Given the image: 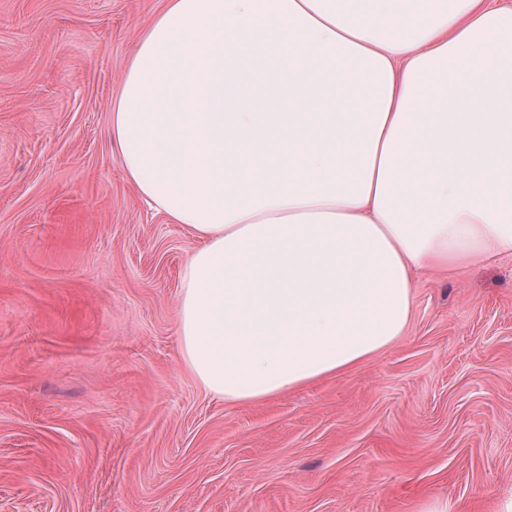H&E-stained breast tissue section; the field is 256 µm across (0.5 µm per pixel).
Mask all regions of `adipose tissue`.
<instances>
[{"instance_id": "obj_1", "label": "adipose tissue", "mask_w": 512, "mask_h": 512, "mask_svg": "<svg viewBox=\"0 0 512 512\" xmlns=\"http://www.w3.org/2000/svg\"><path fill=\"white\" fill-rule=\"evenodd\" d=\"M112 138L198 241V383L251 403L346 374L405 336L422 272L512 255V0H163Z\"/></svg>"}]
</instances>
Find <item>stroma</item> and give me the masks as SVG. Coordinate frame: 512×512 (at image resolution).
<instances>
[{"mask_svg":"<svg viewBox=\"0 0 512 512\" xmlns=\"http://www.w3.org/2000/svg\"><path fill=\"white\" fill-rule=\"evenodd\" d=\"M158 0H0V512H494L512 256L420 276L406 336L252 404L180 352L197 246L131 189L112 103Z\"/></svg>","mask_w":512,"mask_h":512,"instance_id":"stroma-1","label":"stroma"}]
</instances>
